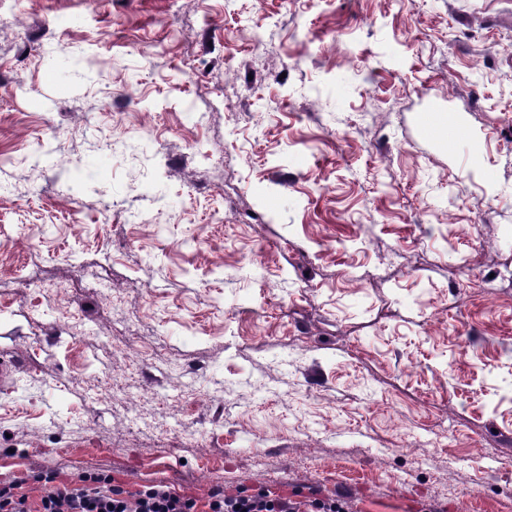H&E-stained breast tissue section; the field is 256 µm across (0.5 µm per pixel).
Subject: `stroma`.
<instances>
[{
    "instance_id": "1",
    "label": "stroma",
    "mask_w": 512,
    "mask_h": 512,
    "mask_svg": "<svg viewBox=\"0 0 512 512\" xmlns=\"http://www.w3.org/2000/svg\"><path fill=\"white\" fill-rule=\"evenodd\" d=\"M0 480L512 512V0H0Z\"/></svg>"
}]
</instances>
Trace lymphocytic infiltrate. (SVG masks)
<instances>
[{
    "mask_svg": "<svg viewBox=\"0 0 512 512\" xmlns=\"http://www.w3.org/2000/svg\"><path fill=\"white\" fill-rule=\"evenodd\" d=\"M26 483L23 477L0 482V512H345L342 500L333 496L306 501L269 489L248 494L216 488L200 498L166 481L132 489L96 473L62 483L45 476L35 498Z\"/></svg>",
    "mask_w": 512,
    "mask_h": 512,
    "instance_id": "obj_1",
    "label": "lymphocytic infiltrate"
}]
</instances>
